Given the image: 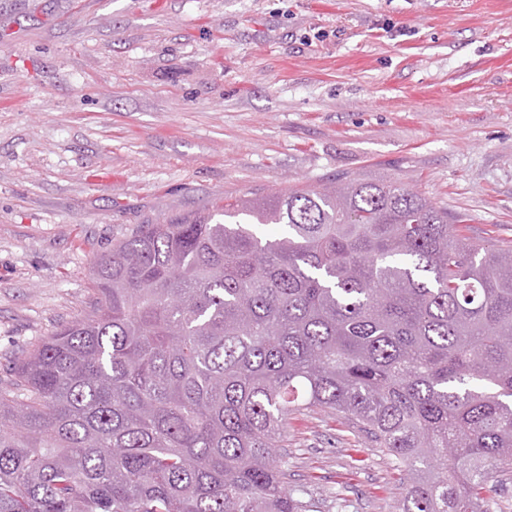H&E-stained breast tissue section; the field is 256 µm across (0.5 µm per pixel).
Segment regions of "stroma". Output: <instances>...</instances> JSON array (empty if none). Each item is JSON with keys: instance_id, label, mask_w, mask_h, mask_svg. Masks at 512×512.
I'll use <instances>...</instances> for the list:
<instances>
[{"instance_id": "stroma-1", "label": "stroma", "mask_w": 512, "mask_h": 512, "mask_svg": "<svg viewBox=\"0 0 512 512\" xmlns=\"http://www.w3.org/2000/svg\"><path fill=\"white\" fill-rule=\"evenodd\" d=\"M345 173L512 246V0H0V389L116 240ZM287 452L320 512L410 483L331 410Z\"/></svg>"}]
</instances>
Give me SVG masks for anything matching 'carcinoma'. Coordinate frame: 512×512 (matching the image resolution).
<instances>
[{
	"instance_id": "carcinoma-1",
	"label": "carcinoma",
	"mask_w": 512,
	"mask_h": 512,
	"mask_svg": "<svg viewBox=\"0 0 512 512\" xmlns=\"http://www.w3.org/2000/svg\"><path fill=\"white\" fill-rule=\"evenodd\" d=\"M91 313L0 390V512H316L274 451L329 409L411 469L398 512H491L512 473V248L400 181L142 224Z\"/></svg>"
}]
</instances>
